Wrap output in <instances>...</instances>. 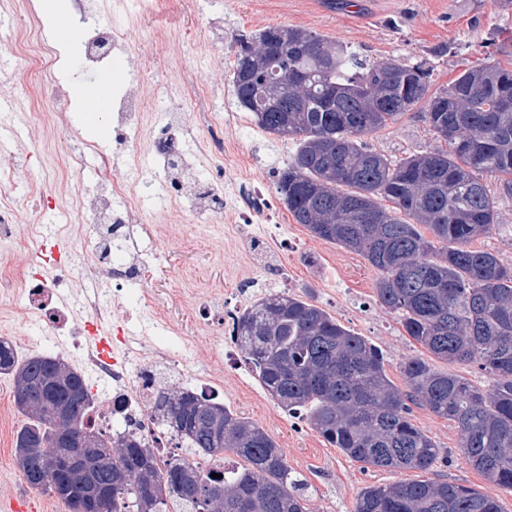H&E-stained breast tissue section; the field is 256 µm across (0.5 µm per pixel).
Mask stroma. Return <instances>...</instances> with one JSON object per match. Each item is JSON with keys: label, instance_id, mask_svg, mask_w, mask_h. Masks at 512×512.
I'll use <instances>...</instances> for the list:
<instances>
[{"label": "stroma", "instance_id": "1", "mask_svg": "<svg viewBox=\"0 0 512 512\" xmlns=\"http://www.w3.org/2000/svg\"><path fill=\"white\" fill-rule=\"evenodd\" d=\"M92 14L117 23L131 51L142 48L147 28L177 35L163 39L154 52L148 71L132 67L129 58H118L124 69L123 83L105 84L103 73L85 69L75 49L55 47L54 78L67 90L79 86L99 88L97 107L70 101L65 116L58 118L52 141H44L38 127L26 129L24 139L11 147L19 163L8 183L16 205L15 243L10 247L15 267L34 256L39 241L31 235L33 225L44 224L47 215L35 207L38 193L57 197L51 215L61 218L62 233L74 251H81L89 226L70 208L57 170V161L76 138H87L110 148L101 136L106 115L124 84L136 83L156 106L155 122H163L166 93L172 86L186 91L203 86L208 90L202 108H189L186 121L193 131L223 124L226 114L237 116L225 126V139L234 141L238 155L224 165L225 188L246 177L272 199V220L254 224V239L246 245L235 242L231 217L211 223L184 216L182 223L162 233L153 243L158 260L152 282L145 290H132L129 307L141 312L151 305L163 310L176 333L161 328L147 330V347L158 344L180 350L181 339L197 337L190 364H209L224 335L219 328L202 329L198 323V298L219 294L222 304H251L260 296L281 291L313 301L348 330L367 338L382 353L388 377L397 387L405 381L400 366L410 357H426V350L402 328L396 314L380 305L375 292L376 270L357 252L314 237L276 200L275 173L296 149L295 142L262 130L250 112L241 110L232 86L233 66L239 38L265 27L288 25L318 33L358 53L367 62L396 59L405 64L428 60L433 67L434 87L448 85L461 70L462 60L491 57L512 63V0H188L183 13L159 9L147 22L138 21L140 0H85ZM224 22V39L215 42L214 18ZM45 25L34 5L16 7L15 0H0V94L21 103L28 95L20 83V60L13 51L16 34L30 22ZM377 152L392 160L425 154L440 146L431 127L416 113L366 137ZM116 176L141 198L151 216L175 215L170 202V182L148 150L113 159ZM484 181L497 199L499 218L488 235L470 246L498 254L512 266V198L500 195L496 177ZM11 297L0 299V337L17 335L25 354L65 357L64 344L48 337L35 318L14 315ZM224 402L239 416L260 425L279 445L292 471L307 483L305 512H353L358 493L370 485H390L420 479L417 471H391L364 465L348 458L325 442L304 416L288 414L265 392L248 366L224 372ZM13 398V382L0 375V500L30 492L15 462L17 432L28 424ZM413 422L441 450L430 476L470 486L498 501L501 512H512V492H506L479 475L459 449L457 425L424 407L413 410Z\"/></svg>", "mask_w": 512, "mask_h": 512}]
</instances>
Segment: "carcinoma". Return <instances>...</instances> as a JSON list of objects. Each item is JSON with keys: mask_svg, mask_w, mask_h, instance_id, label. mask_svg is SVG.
Instances as JSON below:
<instances>
[{"mask_svg": "<svg viewBox=\"0 0 512 512\" xmlns=\"http://www.w3.org/2000/svg\"><path fill=\"white\" fill-rule=\"evenodd\" d=\"M239 46L238 104L262 130L298 142L276 175L296 223L361 254L380 273L379 303L407 335L444 362L478 366L492 386L412 357L401 365L403 391L376 346L288 293L260 298L238 316L244 361L283 410L306 413L320 437L356 462L429 472L440 449L412 422L411 405L420 404L457 423L468 464L512 491V267L469 247L497 221L484 175H496L512 196V69L467 64L435 89L425 61L366 63L300 28L267 27ZM410 111L445 147L399 161L370 148L366 135ZM0 375L12 379L14 402L30 419L15 439L23 480L69 512L88 509L86 493L104 494L102 512H165L170 503L179 512H304L303 480L282 449L222 402L173 385L158 388L155 402L160 425L189 453L244 461L218 479L179 460L161 471L144 443L90 428L89 388L59 357L21 359L0 340ZM65 430L85 438L86 452L51 481L37 464L64 455ZM353 512L501 510L469 486L426 477L370 485Z\"/></svg>", "mask_w": 512, "mask_h": 512, "instance_id": "cac0c4a2", "label": "carcinoma"}]
</instances>
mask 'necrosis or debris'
Here are the masks:
<instances>
[{"instance_id": "obj_1", "label": "necrosis or debris", "mask_w": 512, "mask_h": 512, "mask_svg": "<svg viewBox=\"0 0 512 512\" xmlns=\"http://www.w3.org/2000/svg\"><path fill=\"white\" fill-rule=\"evenodd\" d=\"M122 49L121 33L99 20L87 29L81 40L79 56L86 67L95 68ZM14 50L27 61L22 80L30 90L29 104L34 116L45 120L43 107L48 100L54 103L57 111H65L67 95L64 86L49 81L54 59L35 49L25 34L16 40ZM183 98L180 89L170 90L169 117L159 125L152 121V102L142 94L138 85H128L107 115L114 128L116 148L119 152L132 154L139 146H148L168 171L174 198L185 200L189 214L220 219L225 212H233L239 218L240 234H247L255 219L269 215L270 202L262 192L244 184L237 192L225 194L221 163L223 159L234 158L237 147L225 139L223 128L207 127L205 133L197 137L194 153L186 154L176 149V142L187 130L181 116ZM202 156L213 157L216 165L208 175L201 177L196 175L195 169ZM90 158L97 164L98 187L90 194L74 192L72 200L82 221L102 229L103 234L87 242L82 265L87 275H105L112 282L111 288L105 291L74 289L64 299L58 295L61 283L67 280L63 272L53 281L38 276L20 280L4 277L0 279V286L20 298L24 311L38 315L51 335L74 337L72 353L82 373L104 383L106 390L89 416L91 426L100 429L110 426L136 436L149 445L159 464L164 466L182 459L183 443L160 430L152 417L151 406L157 395V368H165L202 396H222L224 385L216 373L217 367L189 371L184 352L159 346L146 348L142 339L131 330L133 317L125 312L128 293L131 285L148 280L149 265L143 259L135 264H115V249L117 244L130 241V225H139L143 238L148 240L155 239L162 228L147 219L136 193L115 179L110 157L99 151L93 142L80 140L76 148L61 158L59 167L63 173H74ZM116 311L123 313L125 325L117 330L112 359L107 362L92 350L83 348L77 338L87 329L89 320L107 322Z\"/></svg>"}]
</instances>
